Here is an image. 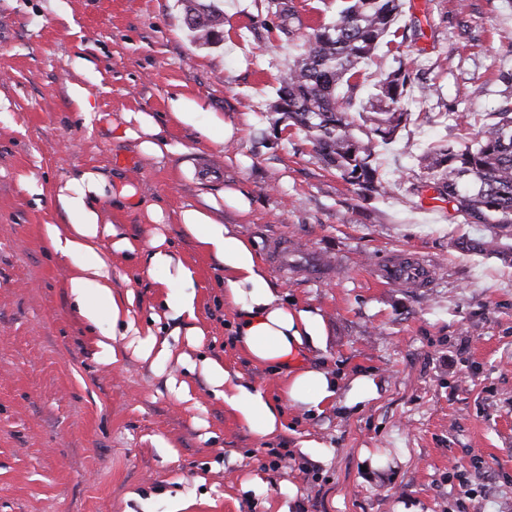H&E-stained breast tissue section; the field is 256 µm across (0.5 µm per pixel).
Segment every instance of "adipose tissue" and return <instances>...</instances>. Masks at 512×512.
<instances>
[{"mask_svg": "<svg viewBox=\"0 0 512 512\" xmlns=\"http://www.w3.org/2000/svg\"><path fill=\"white\" fill-rule=\"evenodd\" d=\"M172 125L191 128L205 140L220 145L236 133L222 114L205 112L202 103L180 95L168 101ZM120 138L135 141L141 156L159 160L170 149L167 131L152 115L126 112L114 124ZM136 189L129 180L110 181L101 172L86 170L59 186L54 204L63 221L46 225L44 237L49 249L63 259L69 270L67 288L81 320L99 328L95 339L102 362L116 359L114 343L129 338L142 360H169L168 342L154 334H142L130 313L132 294L112 290L114 269L110 255L102 252L104 234H115V250L134 251L127 238L117 237V228L106 218L105 206L113 199L134 200ZM245 214L250 210L247 196L228 188L218 196H203L201 202L179 210L176 222L197 252L217 263L224 271V305L235 316L233 331L240 351L252 363L266 369L278 385V398H271L259 385L244 382L224 363L202 359L199 367L211 393L252 434L267 438L277 434L284 423V406L317 415L333 407L351 408L374 397L373 378L355 376L348 390L327 366L301 363L302 355L323 349L325 323L319 309L289 304L285 293L266 275L253 244L224 221L223 208ZM144 274L165 288L164 304L172 319L186 324L191 343H200L204 331L197 326L199 297L195 290V270L161 242H151L143 267ZM109 328H102V318Z\"/></svg>", "mask_w": 512, "mask_h": 512, "instance_id": "ef3b65f1", "label": "adipose tissue"}]
</instances>
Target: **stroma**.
<instances>
[{"label": "stroma", "mask_w": 512, "mask_h": 512, "mask_svg": "<svg viewBox=\"0 0 512 512\" xmlns=\"http://www.w3.org/2000/svg\"><path fill=\"white\" fill-rule=\"evenodd\" d=\"M222 39L195 40L182 0H0V512H512V262L461 249L512 246V227L484 224L439 202L427 213L412 186L417 158L443 142L464 147L493 112L512 107V8L505 0H411L398 27L416 33L404 63L411 120L375 160L390 187L363 197L315 154L305 133L269 112L295 50L263 0H219ZM95 64L85 82L100 119L87 122L66 88L73 57ZM424 82V83H425ZM201 99L237 129L224 147L169 125L167 101ZM125 112L167 127L159 161L112 136ZM94 169L129 178L138 199L115 213L135 245L155 236L198 268L200 345L175 335L164 291L142 259L112 249L117 293L174 357L141 360L126 340L99 361L98 330L77 316L68 270L44 240L59 221L57 186ZM31 178L22 192L19 176ZM225 187L251 210L225 223L254 245L289 299L318 308L327 361L343 380L367 374L366 403L310 417L286 408L274 437L253 436L178 357H211L276 394L233 336L221 272L178 224L146 222ZM414 253L438 266L428 288L379 281L377 266ZM200 400L180 402L168 380ZM318 441L319 459L296 443ZM251 489H243L248 478Z\"/></svg>", "instance_id": "obj_1"}]
</instances>
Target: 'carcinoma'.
Segmentation results:
<instances>
[{"instance_id": "carcinoma-1", "label": "carcinoma", "mask_w": 512, "mask_h": 512, "mask_svg": "<svg viewBox=\"0 0 512 512\" xmlns=\"http://www.w3.org/2000/svg\"><path fill=\"white\" fill-rule=\"evenodd\" d=\"M183 2L196 39L217 40L223 9ZM403 6V0H345L334 20L305 32L293 0H266L279 37L297 48L268 109L305 131L319 159L362 196L386 193L374 165L377 149L410 117L412 71L402 60L370 84L362 78L364 65L397 36ZM490 116L471 144L427 148L419 158L424 180L413 191L432 190L457 212L506 228L512 226V108Z\"/></svg>"}]
</instances>
